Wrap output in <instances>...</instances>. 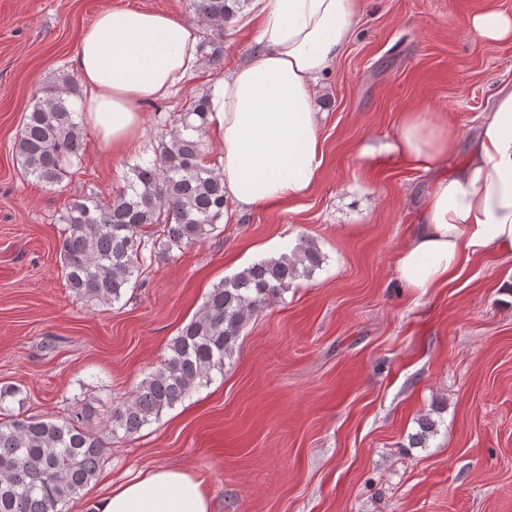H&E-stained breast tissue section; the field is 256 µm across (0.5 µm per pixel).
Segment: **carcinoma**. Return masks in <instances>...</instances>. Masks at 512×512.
Instances as JSON below:
<instances>
[{
    "mask_svg": "<svg viewBox=\"0 0 512 512\" xmlns=\"http://www.w3.org/2000/svg\"><path fill=\"white\" fill-rule=\"evenodd\" d=\"M243 0H192L210 29L209 60L224 55V27ZM79 94L63 78L41 89L25 115L16 141L26 176L52 187L63 182L80 158L84 132L70 98ZM210 100L203 94L174 117L169 140L155 158L131 167L126 185L107 203L95 196L68 202L61 215V271L74 297L95 305L120 301L135 274L174 248L202 242L224 217V179L205 165L203 140ZM159 226L155 237L147 228ZM325 256L301 237L288 253L253 262L217 284L195 317L166 346L162 366L145 377L132 398L112 412L96 435L80 427L85 411L61 420L22 418L5 403L20 394L0 387V512H62L99 475L107 440L131 437L166 408L224 373L243 329L266 303L299 279L309 278Z\"/></svg>",
    "mask_w": 512,
    "mask_h": 512,
    "instance_id": "carcinoma-1",
    "label": "carcinoma"
}]
</instances>
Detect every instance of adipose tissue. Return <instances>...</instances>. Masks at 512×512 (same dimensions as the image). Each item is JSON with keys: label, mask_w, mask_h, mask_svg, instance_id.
Wrapping results in <instances>:
<instances>
[{"label": "adipose tissue", "mask_w": 512, "mask_h": 512, "mask_svg": "<svg viewBox=\"0 0 512 512\" xmlns=\"http://www.w3.org/2000/svg\"><path fill=\"white\" fill-rule=\"evenodd\" d=\"M358 0H262V48L218 80L209 121L221 141L224 196L246 211L308 195L319 166L316 83L335 61ZM197 63V35L166 11L100 13L84 33L76 65L79 107L101 146L139 149L143 103L170 93ZM458 147L427 109L406 113L391 146L414 168L437 173L425 220L395 258L398 279L420 293L456 280L471 256L512 248V87L500 88L470 144ZM95 512H211L202 479L176 467L127 477Z\"/></svg>", "instance_id": "obj_1"}]
</instances>
